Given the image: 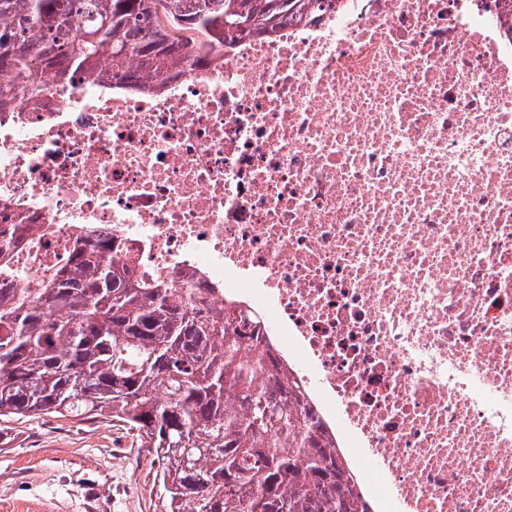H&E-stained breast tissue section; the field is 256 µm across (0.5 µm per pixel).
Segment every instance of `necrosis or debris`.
Wrapping results in <instances>:
<instances>
[{
    "label": "necrosis or debris",
    "instance_id": "1",
    "mask_svg": "<svg viewBox=\"0 0 512 512\" xmlns=\"http://www.w3.org/2000/svg\"><path fill=\"white\" fill-rule=\"evenodd\" d=\"M512 29L340 0L155 91L0 112L35 287L87 230L257 315L371 512H512Z\"/></svg>",
    "mask_w": 512,
    "mask_h": 512
}]
</instances>
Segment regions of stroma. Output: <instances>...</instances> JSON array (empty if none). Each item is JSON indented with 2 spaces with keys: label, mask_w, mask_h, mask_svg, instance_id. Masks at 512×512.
Instances as JSON below:
<instances>
[{
  "label": "stroma",
  "mask_w": 512,
  "mask_h": 512,
  "mask_svg": "<svg viewBox=\"0 0 512 512\" xmlns=\"http://www.w3.org/2000/svg\"><path fill=\"white\" fill-rule=\"evenodd\" d=\"M159 470L108 420L0 422V512H163Z\"/></svg>",
  "instance_id": "1"
}]
</instances>
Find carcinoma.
Masks as SVG:
<instances>
[{"label": "carcinoma", "mask_w": 512, "mask_h": 512, "mask_svg": "<svg viewBox=\"0 0 512 512\" xmlns=\"http://www.w3.org/2000/svg\"><path fill=\"white\" fill-rule=\"evenodd\" d=\"M330 0H0V112L79 77L142 93ZM108 62L110 68L100 64ZM27 225L0 222V253ZM112 236L79 239L24 289L0 264V419L103 417L160 462L165 512H369L261 324L174 275L109 260Z\"/></svg>", "instance_id": "carcinoma-1"}]
</instances>
